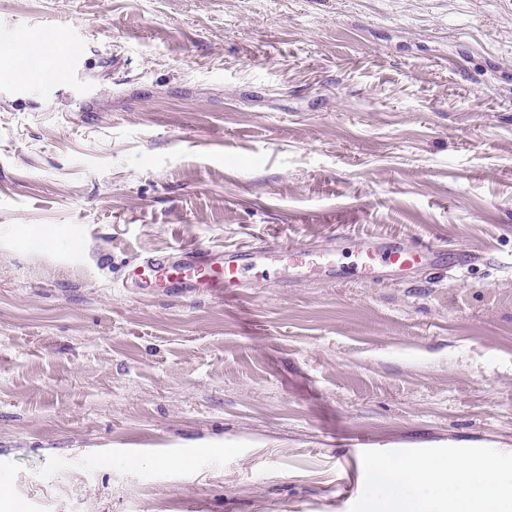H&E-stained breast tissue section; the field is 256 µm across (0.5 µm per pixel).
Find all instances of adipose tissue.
<instances>
[{
	"label": "adipose tissue",
	"instance_id": "obj_1",
	"mask_svg": "<svg viewBox=\"0 0 512 512\" xmlns=\"http://www.w3.org/2000/svg\"><path fill=\"white\" fill-rule=\"evenodd\" d=\"M361 512H512V470L492 459H373Z\"/></svg>",
	"mask_w": 512,
	"mask_h": 512
}]
</instances>
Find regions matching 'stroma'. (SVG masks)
Wrapping results in <instances>:
<instances>
[{
	"label": "stroma",
	"mask_w": 512,
	"mask_h": 512,
	"mask_svg": "<svg viewBox=\"0 0 512 512\" xmlns=\"http://www.w3.org/2000/svg\"><path fill=\"white\" fill-rule=\"evenodd\" d=\"M42 27L94 93L0 96V512H360V440L512 467V0H0ZM364 239L511 266L314 275ZM261 240L304 276L123 285ZM64 43L72 45L63 54L67 58V66L64 71L71 85L79 90H83L82 78L90 64V58L80 47L77 41L69 31H64ZM275 243L265 246H189L178 253L151 251L137 257L125 287L145 295L160 289L177 294L188 291L229 293L244 288L245 274L262 259L282 252Z\"/></svg>",
	"instance_id": "obj_1"
}]
</instances>
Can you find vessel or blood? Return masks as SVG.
Here are the masks:
<instances>
[{"label": "vessel or blood", "mask_w": 512, "mask_h": 512, "mask_svg": "<svg viewBox=\"0 0 512 512\" xmlns=\"http://www.w3.org/2000/svg\"><path fill=\"white\" fill-rule=\"evenodd\" d=\"M67 45L65 75L73 87H80L90 59L76 44L72 34H65ZM279 245L265 246H189L181 251H151L137 257L130 268L126 287L152 295L157 291L177 294L188 291L232 292L245 284L246 272L257 262L278 253ZM448 251L418 242H371L359 251L357 270L371 274L408 271L428 264L444 266Z\"/></svg>", "instance_id": "obj_1"}]
</instances>
